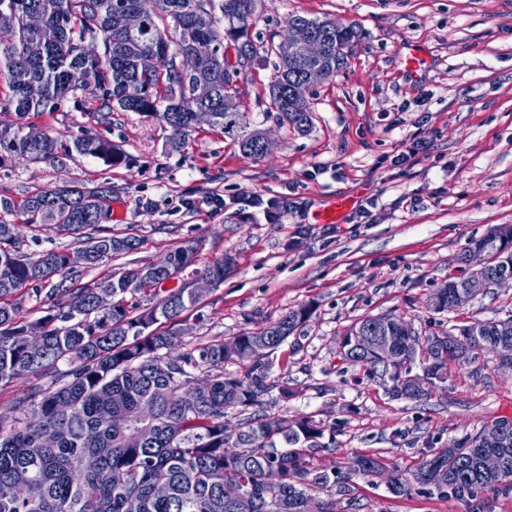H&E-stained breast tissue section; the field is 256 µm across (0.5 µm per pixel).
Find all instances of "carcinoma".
<instances>
[{"mask_svg":"<svg viewBox=\"0 0 512 512\" xmlns=\"http://www.w3.org/2000/svg\"><path fill=\"white\" fill-rule=\"evenodd\" d=\"M261 0H0V112L15 116L0 124V164L8 160L60 161L91 157L118 167L126 156L112 141L82 134L60 144L48 133L38 142L27 138L29 119L61 112L68 99L81 111L110 125L114 111L137 112L170 129L177 149L196 128L198 112L210 113L208 125L237 138L242 152L263 154L245 113L224 111V93L238 91L224 76V45L254 44L252 28ZM140 13L144 28L124 29L122 10ZM329 49L327 79L344 69L351 46L360 38L353 25L310 20ZM43 41L32 56L28 47ZM215 47L211 58L193 73L176 59L194 43ZM279 59L269 84V107L296 131L312 122L311 103L288 98L305 81L307 65L286 63L288 30L279 41L262 46ZM160 59L153 72L138 68L145 53ZM112 187L87 189L71 183L29 196L21 210L27 224L47 229L69 225L85 239L87 267L122 257L139 240L105 226ZM19 225L0 217V385L24 375L52 376L54 390L39 388L0 415V485L21 493L0 497V512H303L306 497L327 495L328 512H336L332 487L354 475L380 474L381 462L359 455L346 469L331 472L314 461L322 447L323 426L308 416L267 414L264 397L279 390L293 396L286 382L270 375L268 358L312 313L300 305L280 318L195 349L177 351L183 312L198 303L188 283L162 287L193 260L195 248L184 246L164 261L112 272L93 283H79L65 251L27 257L16 249ZM491 252L487 271L493 277L512 271V225H495L471 242ZM59 276L61 280L53 282ZM31 285L43 297L47 314L25 321L22 301L4 303ZM151 291L146 300L131 299ZM457 280L448 279L433 311L452 310ZM398 320L394 314L367 315L347 336H377ZM166 324L163 332L152 327ZM421 337L401 350L405 364L392 381L395 397L422 400L448 379V366L471 356L493 353L512 344V318L452 325ZM372 370L380 368L371 344L347 358ZM64 363L69 369L59 373ZM229 363L246 364L227 373ZM209 373L210 384L192 400L182 388L193 371ZM242 416L239 432H224L225 411ZM477 435L452 440L418 466L391 480V491L414 488L441 496H463L487 487L512 489V434L497 449L503 469L485 473ZM86 457L97 460L85 469Z\"/></svg>","mask_w":512,"mask_h":512,"instance_id":"cac0c4a2","label":"carcinoma"}]
</instances>
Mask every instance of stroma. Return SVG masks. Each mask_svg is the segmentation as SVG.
I'll return each mask as SVG.
<instances>
[{
	"label": "stroma",
	"mask_w": 512,
	"mask_h": 512,
	"mask_svg": "<svg viewBox=\"0 0 512 512\" xmlns=\"http://www.w3.org/2000/svg\"><path fill=\"white\" fill-rule=\"evenodd\" d=\"M292 15L352 23L361 32L347 67L315 87L308 132L270 112L265 92L276 60L261 54L240 85L239 108L266 134L265 157H247L233 137L206 125L175 150L156 121L117 111L105 126L69 102L36 117V125L61 143L105 133L127 164L15 160L0 167V197L19 204L68 181L111 184L120 212L113 232L141 241L127 263H157L195 241L179 285L232 255L234 271L183 313L184 349L312 304L310 321L269 358L272 376L296 395L266 410L324 423L315 457L322 469L357 454L380 457L384 476L349 484L360 512H512V490L444 497L388 488L390 476L414 469L428 451L512 418V368L482 355L450 366L446 383L412 402L392 398L386 381L339 352L343 331L366 315L394 313L424 335L512 317L507 286L450 313L428 307L437 288L467 271L471 240L512 225V0H263L257 42L280 34ZM411 46L425 55L416 71L405 62ZM416 139L423 150L394 163ZM216 197L222 207L213 206ZM339 198L352 202L342 219L316 223L315 212ZM260 199L287 202V215L267 221ZM81 246L67 232L31 226L20 250Z\"/></svg>",
	"instance_id": "1"
}]
</instances>
